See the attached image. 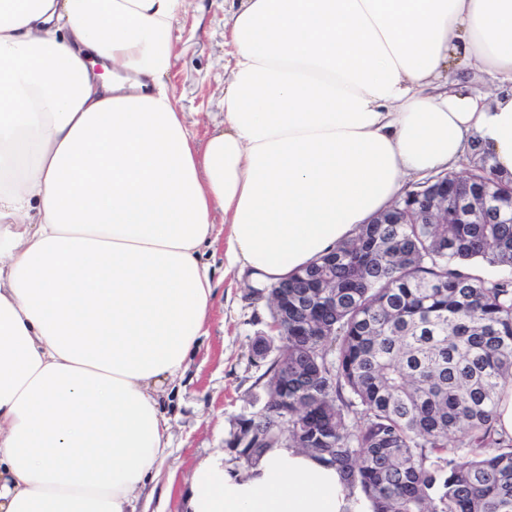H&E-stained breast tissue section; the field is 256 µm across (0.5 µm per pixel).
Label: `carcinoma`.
<instances>
[{
  "instance_id": "obj_1",
  "label": "carcinoma",
  "mask_w": 512,
  "mask_h": 512,
  "mask_svg": "<svg viewBox=\"0 0 512 512\" xmlns=\"http://www.w3.org/2000/svg\"><path fill=\"white\" fill-rule=\"evenodd\" d=\"M448 174V223L361 224L290 277L288 326L248 418V463L279 441L336 467L371 512H512V438L494 437L512 387V223L482 210L478 147ZM468 196L478 214L461 217Z\"/></svg>"
}]
</instances>
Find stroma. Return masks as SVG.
<instances>
[{"label":"stroma","mask_w":512,"mask_h":512,"mask_svg":"<svg viewBox=\"0 0 512 512\" xmlns=\"http://www.w3.org/2000/svg\"><path fill=\"white\" fill-rule=\"evenodd\" d=\"M190 2L175 25L171 87L185 122L203 136L222 126L224 65L233 47L224 31V0ZM207 260L214 284L209 334L163 398L172 453L160 468L159 480L171 484L172 491L164 495L144 490L139 512H187L196 467L218 457L235 463L227 443L238 418L260 412L268 399L263 374L269 363L256 359L252 347L269 331L270 305L249 272L225 269L223 243H216Z\"/></svg>","instance_id":"stroma-1"}]
</instances>
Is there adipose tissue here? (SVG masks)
<instances>
[{
  "label": "adipose tissue",
  "instance_id": "adipose-tissue-1",
  "mask_svg": "<svg viewBox=\"0 0 512 512\" xmlns=\"http://www.w3.org/2000/svg\"><path fill=\"white\" fill-rule=\"evenodd\" d=\"M187 0H0V512H134L206 333L205 248L275 284L471 145L512 178V0H235L223 131L166 81ZM190 512H370L287 443Z\"/></svg>",
  "mask_w": 512,
  "mask_h": 512
}]
</instances>
